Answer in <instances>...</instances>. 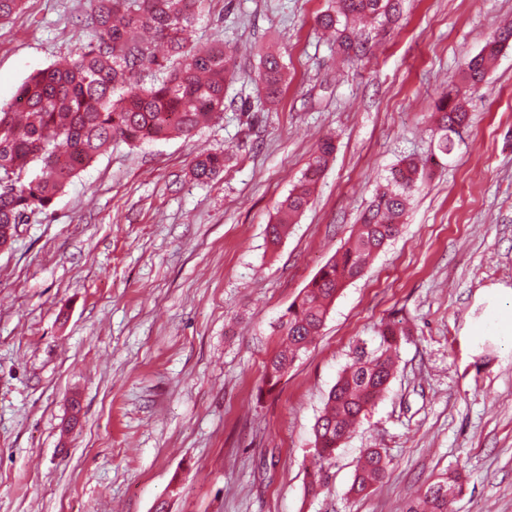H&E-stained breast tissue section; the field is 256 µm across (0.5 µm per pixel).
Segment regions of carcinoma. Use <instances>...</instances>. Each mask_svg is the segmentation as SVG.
<instances>
[{"mask_svg": "<svg viewBox=\"0 0 512 512\" xmlns=\"http://www.w3.org/2000/svg\"><path fill=\"white\" fill-rule=\"evenodd\" d=\"M203 0H92L86 26L93 35L77 58L31 74L19 87L14 103L0 109V249L9 247L18 225L29 214L46 211L81 171L105 153L112 142L136 146L189 137L224 112V87L234 77L224 46H196L187 32ZM402 0H334L316 16V26L336 32L338 52L362 57V34L354 26L365 18L388 21L400 15ZM149 34L166 45L169 56L181 59L169 77L143 85L142 71L158 65ZM512 44V27L495 30L480 51L468 59L458 79L451 81L437 107V129L443 132L441 151L449 153L448 133L464 127L466 89L482 83L487 64ZM285 73L280 57L267 53L256 82L266 102L278 101ZM335 145L324 138L311 158L308 172L280 203L275 221L266 227L272 247L306 209L315 185L333 157ZM224 169V155L195 159L193 178L207 183ZM425 167L409 159L395 169L362 213L352 241L324 264L297 300L280 317L278 332L284 346L269 359L262 388L273 391L293 362L318 336L331 305L349 283L359 278L371 257L400 231V218L420 186ZM379 343L362 344L331 388L323 414L314 425V468L309 490L322 485V473L344 444L367 406L387 390L394 368L393 346L406 335L400 323H384ZM388 461L376 448L359 458L350 486L362 494L383 478ZM458 471L427 483L406 504L404 512H448V499L461 489Z\"/></svg>", "mask_w": 512, "mask_h": 512, "instance_id": "cac0c4a2", "label": "carcinoma"}]
</instances>
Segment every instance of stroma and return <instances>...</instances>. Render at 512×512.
Segmentation results:
<instances>
[{
	"label": "stroma",
	"instance_id": "obj_1",
	"mask_svg": "<svg viewBox=\"0 0 512 512\" xmlns=\"http://www.w3.org/2000/svg\"><path fill=\"white\" fill-rule=\"evenodd\" d=\"M331 0H204L191 43L224 45L226 109L191 137L117 142L0 250V512H403L461 471L453 512H512V45L439 149L432 114L512 0H404L343 63ZM89 0H25L0 24V107L91 32ZM278 51L275 110L253 81ZM336 151L279 248L280 202ZM224 171L195 181L197 155ZM430 161L399 235L337 296L272 393L278 318L349 240L401 160ZM401 322L384 396L307 490L313 427L356 345ZM389 465L349 491L364 449Z\"/></svg>",
	"mask_w": 512,
	"mask_h": 512
}]
</instances>
